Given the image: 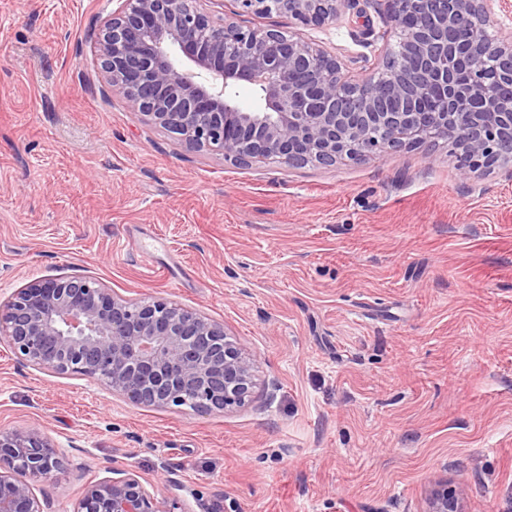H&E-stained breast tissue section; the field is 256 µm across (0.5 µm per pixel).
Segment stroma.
Listing matches in <instances>:
<instances>
[{
	"label": "stroma",
	"mask_w": 512,
	"mask_h": 512,
	"mask_svg": "<svg viewBox=\"0 0 512 512\" xmlns=\"http://www.w3.org/2000/svg\"><path fill=\"white\" fill-rule=\"evenodd\" d=\"M113 0H0V300L92 277L196 310L255 360L231 412L130 403L0 338V429L63 453L51 512L124 469L192 512H512V173L461 177L437 139L364 161L239 165L189 151L105 83ZM365 16L304 28L352 75ZM427 512H466L461 497L448 490H434L428 501Z\"/></svg>",
	"instance_id": "stroma-1"
}]
</instances>
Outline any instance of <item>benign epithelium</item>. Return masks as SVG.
Segmentation results:
<instances>
[{
  "mask_svg": "<svg viewBox=\"0 0 512 512\" xmlns=\"http://www.w3.org/2000/svg\"><path fill=\"white\" fill-rule=\"evenodd\" d=\"M93 43L105 81L180 146L240 165H334L434 139L456 149L465 176L512 168V100L488 97L487 61L512 85L504 0H388L391 26L371 71L355 77L299 32H256L214 16L206 0H117ZM241 13L300 27L335 21L352 0H235ZM465 26L466 42L448 44ZM248 84L263 105L248 109ZM0 337L29 365L78 374L128 401L201 413L245 404L255 366L224 323L163 299L120 295L94 278L32 280L0 301ZM63 462L36 430H0V512H48L33 483ZM89 483L75 512H188L129 471ZM427 512H465L435 490Z\"/></svg>",
  "mask_w": 512,
  "mask_h": 512,
  "instance_id": "benign-epithelium-1",
  "label": "benign epithelium"
}]
</instances>
